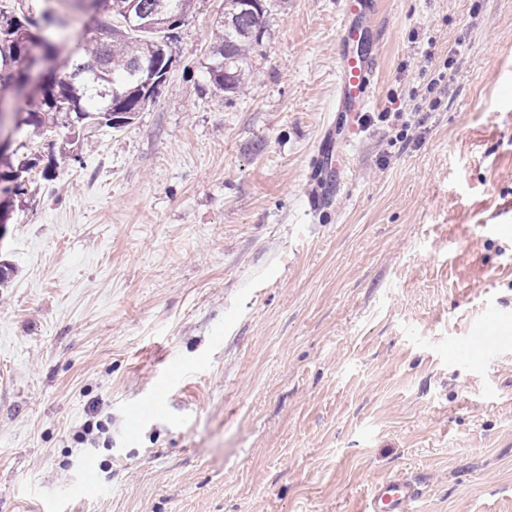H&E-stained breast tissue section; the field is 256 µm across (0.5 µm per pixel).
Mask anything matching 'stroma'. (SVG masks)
I'll return each instance as SVG.
<instances>
[{
    "label": "stroma",
    "instance_id": "1",
    "mask_svg": "<svg viewBox=\"0 0 512 512\" xmlns=\"http://www.w3.org/2000/svg\"><path fill=\"white\" fill-rule=\"evenodd\" d=\"M223 10L82 163L40 142L0 239V512H359L395 472L419 512H512V0H377L315 212L338 0H278L230 103Z\"/></svg>",
    "mask_w": 512,
    "mask_h": 512
}]
</instances>
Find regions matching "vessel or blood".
I'll list each match as a JSON object with an SVG mask.
<instances>
[{"label": "vessel or blood", "instance_id": "1", "mask_svg": "<svg viewBox=\"0 0 512 512\" xmlns=\"http://www.w3.org/2000/svg\"><path fill=\"white\" fill-rule=\"evenodd\" d=\"M346 20L344 48L336 81V109L349 117L367 111L373 100L375 60L356 53L351 45L366 34L360 21L371 10L370 0H340ZM421 490L415 480L392 476L377 483L366 497L361 512H417Z\"/></svg>", "mask_w": 512, "mask_h": 512}]
</instances>
